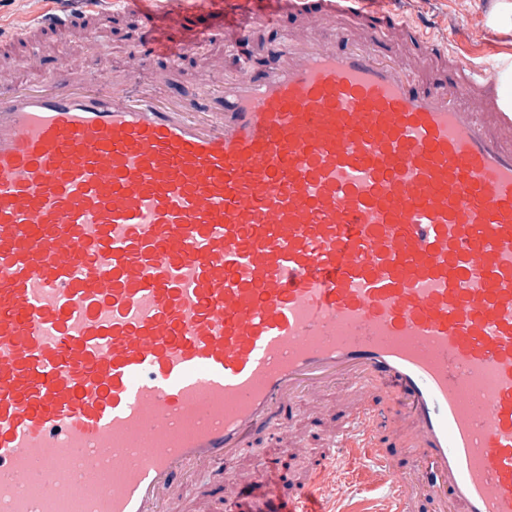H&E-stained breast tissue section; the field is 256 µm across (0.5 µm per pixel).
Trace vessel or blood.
<instances>
[{
	"mask_svg": "<svg viewBox=\"0 0 512 512\" xmlns=\"http://www.w3.org/2000/svg\"><path fill=\"white\" fill-rule=\"evenodd\" d=\"M123 1L172 21L123 68L0 69V512H335L358 453L385 512H512V51L426 75L367 0H266L261 65L221 13L189 84L182 0L0 38ZM223 53L224 46L222 42L214 37L212 40L205 43L195 55L187 58L183 62L180 73L181 78L188 80L194 79L212 60L220 58Z\"/></svg>",
	"mask_w": 512,
	"mask_h": 512,
	"instance_id": "vessel-or-blood-1",
	"label": "vessel or blood"
}]
</instances>
